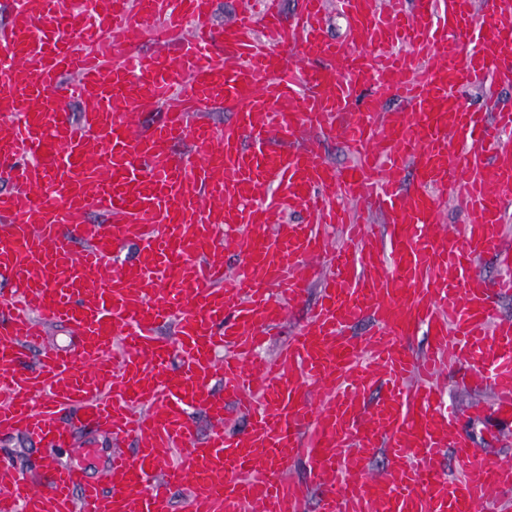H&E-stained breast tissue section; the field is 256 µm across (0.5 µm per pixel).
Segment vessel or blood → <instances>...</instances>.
<instances>
[{
    "mask_svg": "<svg viewBox=\"0 0 512 512\" xmlns=\"http://www.w3.org/2000/svg\"><path fill=\"white\" fill-rule=\"evenodd\" d=\"M213 2L14 0L0 24V434L54 445L75 422L115 444L103 481L72 463L42 479L0 470V512H174L177 492L188 512H482L512 491V463L458 420H512L498 312L512 295V108L463 93L491 101L512 82V0H339L341 40L327 0L290 19L260 0L222 24ZM130 28L151 49L119 48L113 32ZM366 85L395 123L378 128ZM174 94L154 126L131 125ZM72 100L92 108L72 117ZM215 111L231 121L205 120ZM314 126L338 129L351 162L324 161ZM448 197L469 224L440 226ZM278 211L305 218L271 223ZM125 243L134 256L108 271ZM230 245L236 267L210 262ZM489 256L505 274L480 272ZM314 287L294 335L263 353ZM54 327L78 346L51 343ZM420 328L421 356L407 344ZM451 363L489 402L448 407L437 380ZM232 408L248 424L229 434ZM301 457L304 481L288 474Z\"/></svg>",
    "mask_w": 512,
    "mask_h": 512,
    "instance_id": "b4317fda",
    "label": "vessel or blood"
}]
</instances>
